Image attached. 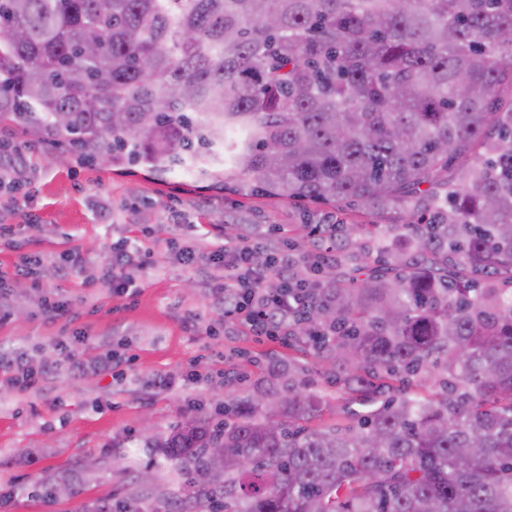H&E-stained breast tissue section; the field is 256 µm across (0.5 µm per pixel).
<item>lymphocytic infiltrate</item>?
<instances>
[{
	"label": "lymphocytic infiltrate",
	"mask_w": 512,
	"mask_h": 512,
	"mask_svg": "<svg viewBox=\"0 0 512 512\" xmlns=\"http://www.w3.org/2000/svg\"><path fill=\"white\" fill-rule=\"evenodd\" d=\"M167 248L185 267L223 272L224 284L215 299L225 315L251 335L281 340L289 321L305 303V281L272 292L266 287L269 278L284 280L290 274L293 258L287 247L264 249L253 240L228 239L222 247L203 254L173 238Z\"/></svg>",
	"instance_id": "lymphocytic-infiltrate-1"
}]
</instances>
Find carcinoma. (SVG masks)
<instances>
[{
  "label": "carcinoma",
  "mask_w": 512,
  "mask_h": 512,
  "mask_svg": "<svg viewBox=\"0 0 512 512\" xmlns=\"http://www.w3.org/2000/svg\"><path fill=\"white\" fill-rule=\"evenodd\" d=\"M2 116L158 174L222 146L244 198L429 215L325 226L387 257L324 266L288 330L353 424H311L326 402L274 360L151 441L185 487L143 512H512V0H0Z\"/></svg>",
  "instance_id": "1"
}]
</instances>
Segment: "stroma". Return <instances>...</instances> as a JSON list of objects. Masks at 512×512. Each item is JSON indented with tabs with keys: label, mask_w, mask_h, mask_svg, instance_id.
<instances>
[{
	"label": "stroma",
	"mask_w": 512,
	"mask_h": 512,
	"mask_svg": "<svg viewBox=\"0 0 512 512\" xmlns=\"http://www.w3.org/2000/svg\"><path fill=\"white\" fill-rule=\"evenodd\" d=\"M0 154L23 159L15 179L0 183V225L12 226L14 245L0 244V286L13 303L0 322V349L22 356L32 370L48 366L53 377L25 392L0 389V512H93L102 502H129L136 478L150 469L164 494L182 491L184 479L148 439L162 438L183 419H223L228 397H246L266 374L269 358H296L311 388L331 409L323 423H344L352 407L315 359L289 347L243 333L214 299L218 280L178 264L167 249L177 237L202 252L224 242V227L241 235L310 249L303 224H400L391 210L366 215L340 205H302L286 199L243 198L220 182L171 172L151 178L140 166L112 167L30 136L0 118ZM178 209L179 221L170 218ZM129 239L150 262L131 273L136 294H114L102 273L112 244ZM79 252L81 267L65 269ZM40 254L38 283L16 276L22 255ZM66 302L69 313L50 316L45 298ZM77 337L73 353L60 342ZM120 359L116 372L78 376L72 359ZM201 381L184 384L190 371ZM175 381L157 393V376ZM68 476L71 489L45 497V486Z\"/></svg>",
	"instance_id": "35a3bbf8"
}]
</instances>
